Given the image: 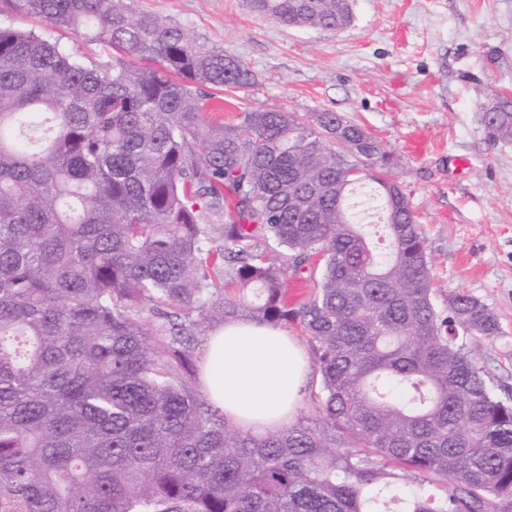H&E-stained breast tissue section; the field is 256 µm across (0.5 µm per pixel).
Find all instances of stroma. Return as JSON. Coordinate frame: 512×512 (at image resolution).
Here are the masks:
<instances>
[{
	"label": "stroma",
	"mask_w": 512,
	"mask_h": 512,
	"mask_svg": "<svg viewBox=\"0 0 512 512\" xmlns=\"http://www.w3.org/2000/svg\"><path fill=\"white\" fill-rule=\"evenodd\" d=\"M257 77L225 93L240 104L310 116L335 112L388 141L422 225L435 286L487 303L501 328L474 360L499 397L512 393V144L493 140L484 107L512 96V0H354L340 30L288 27L247 0H138ZM426 144L423 154L409 147Z\"/></svg>",
	"instance_id": "obj_1"
}]
</instances>
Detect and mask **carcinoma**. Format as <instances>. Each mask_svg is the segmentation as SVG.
<instances>
[{
  "instance_id": "1",
  "label": "carcinoma",
  "mask_w": 512,
  "mask_h": 512,
  "mask_svg": "<svg viewBox=\"0 0 512 512\" xmlns=\"http://www.w3.org/2000/svg\"><path fill=\"white\" fill-rule=\"evenodd\" d=\"M136 2L0 0L112 48L87 65L0 26V512H512V400L469 346L498 318L464 292L437 307L390 146L335 112L212 115L205 89L252 71ZM250 7L351 19L350 0ZM489 110L511 143L512 99ZM367 182L384 251L348 203ZM240 320L309 339L318 426L255 434L197 397L181 337Z\"/></svg>"
}]
</instances>
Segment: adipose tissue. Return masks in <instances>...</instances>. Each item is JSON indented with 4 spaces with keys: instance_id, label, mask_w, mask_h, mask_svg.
Segmentation results:
<instances>
[{
    "instance_id": "ef3b65f1",
    "label": "adipose tissue",
    "mask_w": 512,
    "mask_h": 512,
    "mask_svg": "<svg viewBox=\"0 0 512 512\" xmlns=\"http://www.w3.org/2000/svg\"><path fill=\"white\" fill-rule=\"evenodd\" d=\"M309 365L279 328L238 321L217 329L204 350L202 382L211 402L243 428H288Z\"/></svg>"
}]
</instances>
